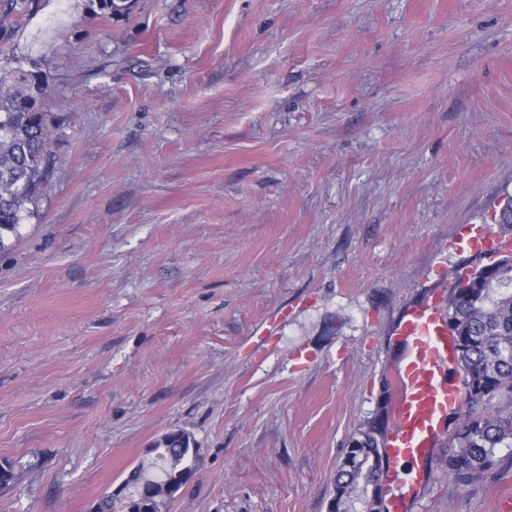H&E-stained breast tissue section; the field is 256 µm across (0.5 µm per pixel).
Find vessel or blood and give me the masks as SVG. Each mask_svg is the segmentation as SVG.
Listing matches in <instances>:
<instances>
[{"instance_id":"vessel-or-blood-1","label":"vessel or blood","mask_w":512,"mask_h":512,"mask_svg":"<svg viewBox=\"0 0 512 512\" xmlns=\"http://www.w3.org/2000/svg\"><path fill=\"white\" fill-rule=\"evenodd\" d=\"M454 243L479 253L512 247V241L493 237L484 224L468 225ZM398 334L405 354L394 372L398 398L385 447L389 466L383 482L392 490L386 499L387 512H408L423 483L420 472L398 470V462L427 457L449 413L459 411L463 400L461 387L446 379L455 358V340L439 307L432 302L411 307L398 326Z\"/></svg>"}]
</instances>
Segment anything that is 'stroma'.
<instances>
[{
  "label": "stroma",
  "instance_id": "35a3bbf8",
  "mask_svg": "<svg viewBox=\"0 0 512 512\" xmlns=\"http://www.w3.org/2000/svg\"><path fill=\"white\" fill-rule=\"evenodd\" d=\"M53 130L0 253V512H91L181 430L170 512H326L393 428L397 325L512 193V0H33ZM409 512H508L512 447ZM373 425H367L354 436L357 448L349 457L346 453L336 474L333 496L328 503L331 512H373L370 500L371 487L378 481L377 469L372 466L375 455L383 453L380 433ZM350 441V442H351Z\"/></svg>",
  "mask_w": 512,
  "mask_h": 512
}]
</instances>
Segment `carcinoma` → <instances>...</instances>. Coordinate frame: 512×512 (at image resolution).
I'll return each mask as SVG.
<instances>
[{
  "label": "carcinoma",
  "instance_id": "obj_1",
  "mask_svg": "<svg viewBox=\"0 0 512 512\" xmlns=\"http://www.w3.org/2000/svg\"><path fill=\"white\" fill-rule=\"evenodd\" d=\"M31 0H0V57L9 55L8 26L29 11ZM48 86L31 71L18 68L0 76V248L18 234L31 214L50 168L52 130L42 99ZM494 223L512 229V195L503 201ZM457 277L448 295L447 315L457 330L458 365L465 374V410L450 438L443 465L461 485L482 478L498 464L497 449L512 447V264H499L489 276L474 277L461 289ZM353 440L357 448L344 457L336 474L332 512H372L371 487L378 480L373 456L381 454L376 427L367 425ZM190 441L175 437L157 442L155 457L134 467L121 492L103 495L97 512H127V503L150 508L152 487L175 472H195L200 460Z\"/></svg>",
  "mask_w": 512,
  "mask_h": 512
}]
</instances>
